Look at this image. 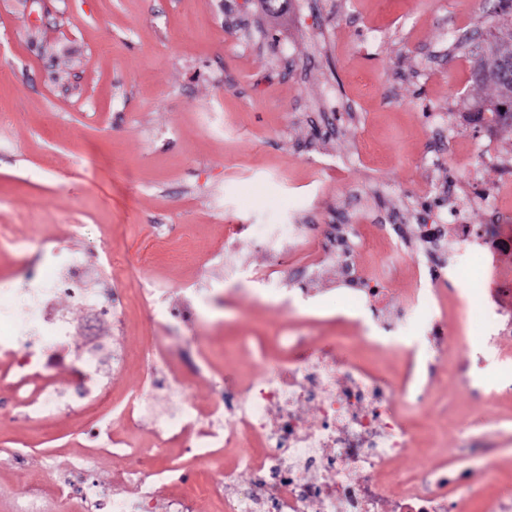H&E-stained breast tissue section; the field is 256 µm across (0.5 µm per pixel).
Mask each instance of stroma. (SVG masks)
Returning a JSON list of instances; mask_svg holds the SVG:
<instances>
[{"instance_id":"1","label":"stroma","mask_w":512,"mask_h":512,"mask_svg":"<svg viewBox=\"0 0 512 512\" xmlns=\"http://www.w3.org/2000/svg\"><path fill=\"white\" fill-rule=\"evenodd\" d=\"M498 0H0V225L14 237L47 240L86 256L87 285L112 312L96 335L75 331L70 347L101 348L100 380L122 407L154 392L173 408L167 369L142 370L166 349L206 408L236 394L251 368L242 337L262 338L270 360L294 331L312 345L336 343L339 356L403 379V346L362 339L346 301L367 273L385 279L389 322L430 352L427 399L405 412L434 448H413L392 469L445 464L448 478L476 477L487 493L512 499V362L484 357L463 323L448 257L421 227L448 217L455 194L479 185L495 193L512 180V129L487 130L469 118L492 87L471 80V36L498 31ZM470 154L473 174L452 152L431 158L439 119ZM367 193L359 208L380 225L370 247L353 243L348 187ZM243 230L227 244V225ZM301 224L309 241L275 274L278 297L263 296L254 269L268 253L253 230ZM220 262H205L207 253ZM429 260L428 285L442 289L444 343L429 349L415 322L398 321L411 257ZM151 283L154 295L141 291ZM292 301L298 315L280 305ZM193 319L165 330L151 305L184 304ZM127 361L113 369V351ZM202 365L194 374L193 365ZM463 369L472 382L457 385ZM103 411L61 407L47 423L25 419L0 391V512H13L21 486L49 485L76 458L115 493L118 463L102 448ZM126 435L150 451L154 467L175 466L191 512H224L208 495L233 451L206 465L172 443L152 445V425Z\"/></svg>"}]
</instances>
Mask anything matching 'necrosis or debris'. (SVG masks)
I'll return each mask as SVG.
<instances>
[{
	"label": "necrosis or debris",
	"mask_w": 512,
	"mask_h": 512,
	"mask_svg": "<svg viewBox=\"0 0 512 512\" xmlns=\"http://www.w3.org/2000/svg\"><path fill=\"white\" fill-rule=\"evenodd\" d=\"M512 194V184L502 185L499 195L473 192L464 208L451 211L447 231L430 225L425 234L437 249H453L448 265L451 276L466 274L470 253L480 250L498 256L512 253L511 224H472L470 210L499 208L500 196ZM51 262L24 261L14 287L0 289V311L24 303L25 316L14 323L19 336L51 338L55 350H65L72 323L55 306L57 297L75 305H91L92 297L80 285L83 261L77 254L60 255L51 249ZM488 284L495 295L483 300L470 291L461 297L469 323L477 325L486 346L500 360L512 359L503 345L506 317L512 316V275L498 266L488 271ZM285 359L266 363L262 340H246V353L264 361L263 370L250 376L240 388L235 402L218 399L210 415L224 421L223 430L206 426L187 401V387H180L184 400L173 412L151 413L149 402L113 413L112 423H132L135 417L152 416L158 444L189 440L196 457L206 460L219 449L235 448L237 466L251 474L269 475L264 491L238 497L234 512H305L318 503L320 512H384L386 504H396L398 512H448L449 498L470 499L473 485H449L447 473L418 476L405 481L387 479L390 462L404 449L414 447L413 428L396 408L406 397V387H397L386 375L365 369L340 358L335 345L327 344L313 355L299 354V339L284 337ZM0 357L9 370L0 372V388L10 389L27 410L31 421L49 420L58 395L52 392L55 375L53 356H39L28 346L6 343ZM313 406L317 424H309L301 409ZM122 495L113 498L112 512H129L130 502L151 503L159 490L181 483L176 468L162 467L147 472L128 470L119 474Z\"/></svg>",
	"instance_id": "necrosis-or-debris-1"
}]
</instances>
